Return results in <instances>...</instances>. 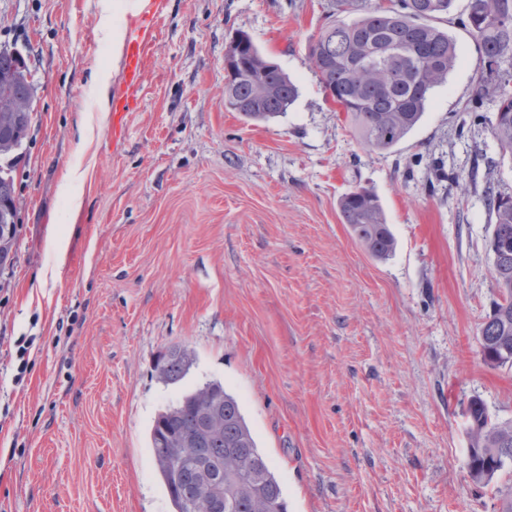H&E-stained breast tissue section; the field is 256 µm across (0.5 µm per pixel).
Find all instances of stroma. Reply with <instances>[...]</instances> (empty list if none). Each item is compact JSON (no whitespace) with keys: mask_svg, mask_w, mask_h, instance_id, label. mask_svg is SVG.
Wrapping results in <instances>:
<instances>
[{"mask_svg":"<svg viewBox=\"0 0 512 512\" xmlns=\"http://www.w3.org/2000/svg\"><path fill=\"white\" fill-rule=\"evenodd\" d=\"M469 3L436 21L457 46L447 82L371 152L309 59L330 0H166L117 141L95 74L119 82L123 63L99 0H0V45L35 83L0 271V512H172L150 429L211 380L238 398L289 512H499L512 465L481 487L463 460L473 398L512 421V367L480 345L498 297L483 190L512 193V161L478 98ZM239 30L299 90L267 122L224 103ZM70 169L86 174L77 211L60 191ZM359 187L383 205L388 259L342 222ZM176 345L196 362L168 385L154 366Z\"/></svg>","mask_w":512,"mask_h":512,"instance_id":"obj_1","label":"stroma"}]
</instances>
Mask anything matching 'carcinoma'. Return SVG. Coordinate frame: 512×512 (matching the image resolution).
Here are the masks:
<instances>
[{
    "label": "carcinoma",
    "mask_w": 512,
    "mask_h": 512,
    "mask_svg": "<svg viewBox=\"0 0 512 512\" xmlns=\"http://www.w3.org/2000/svg\"><path fill=\"white\" fill-rule=\"evenodd\" d=\"M355 18L327 22L309 56L328 95L344 112L370 151H386L420 121L434 88L448 80L457 47L431 21L448 13L454 0H336ZM462 24L475 38L479 63L493 59L483 74L479 96L494 103L491 132L501 156L512 159V0H470ZM236 76L224 86V100L249 120L268 121L288 111L297 86L264 60L251 39L240 49ZM19 104L32 99L31 70L25 59L0 51V82ZM485 206L495 216L493 235L509 247L493 257L499 298L480 328L486 364L512 360V195L491 184ZM343 223L375 258L395 246L378 197L365 187L341 196ZM194 352L175 346L157 364L166 384L182 380L195 363ZM468 448L464 465L483 485L512 461V421L494 422L484 402L467 410ZM155 469L173 512H195L214 484L224 496L211 512H288L283 489L259 450L237 398L219 381L188 392L157 414L150 431Z\"/></svg>",
    "instance_id": "1"
}]
</instances>
